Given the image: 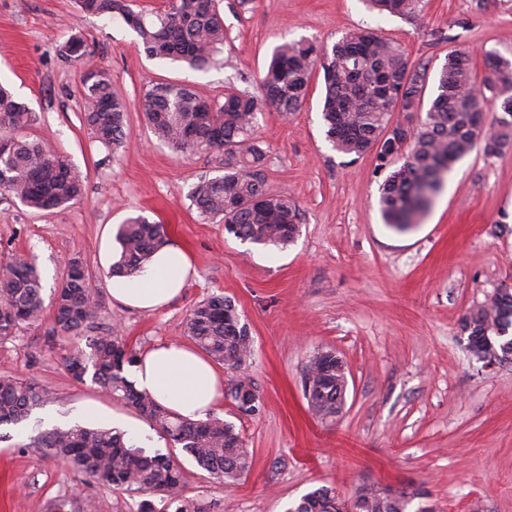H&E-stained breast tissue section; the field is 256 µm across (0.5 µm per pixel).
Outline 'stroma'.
Returning a JSON list of instances; mask_svg holds the SVG:
<instances>
[{
    "label": "stroma",
    "mask_w": 512,
    "mask_h": 512,
    "mask_svg": "<svg viewBox=\"0 0 512 512\" xmlns=\"http://www.w3.org/2000/svg\"><path fill=\"white\" fill-rule=\"evenodd\" d=\"M219 8L228 39L220 62L201 72L146 57L122 19L80 14L75 0H0V84L35 112L27 136L55 148L85 183L79 201L45 213L0 195V263L33 257L48 300L65 261L81 259L103 301L95 332L118 329L139 353L189 343L186 317L202 299L235 303L253 338L242 374L259 410L241 414L226 397L217 414L241 434L252 466L228 486L175 452L184 512H286L318 487L348 498L362 485L422 490L434 512H471L477 502L484 512H512V362L485 367L461 327L473 306L512 286V146L458 161L422 224L396 232L380 215L386 173L374 155L354 159L326 140L323 79L314 73L298 111L258 116L266 187L288 193L301 213L299 236L280 250L200 218L188 192L214 175L218 154L159 144L141 111L158 82L187 83L209 99L229 86L256 91L276 45L329 47L357 27L391 40L410 64H427L429 101L452 47L470 51L480 77L488 58L512 62V0H421L411 19L372 12L366 0H221ZM461 19L469 25L456 43L435 39ZM74 27L90 51L81 64L57 53ZM98 66L129 108L113 154L83 121V75ZM138 214L164 224L196 268L183 293L154 313L119 308L99 259L103 234ZM50 327L47 318L24 324L0 341V375L36 379L58 397L0 430V512H47L52 499L74 492L93 499L96 512H139L142 494L102 487L28 445L38 432L77 423L79 406L90 403L140 429L147 452H173L135 407L71 377L72 345ZM326 350L344 361L348 386L342 413L324 423L302 378L312 355ZM242 374L225 370V386Z\"/></svg>",
    "instance_id": "1"
}]
</instances>
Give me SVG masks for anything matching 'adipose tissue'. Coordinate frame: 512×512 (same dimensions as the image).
Segmentation results:
<instances>
[{
    "mask_svg": "<svg viewBox=\"0 0 512 512\" xmlns=\"http://www.w3.org/2000/svg\"><path fill=\"white\" fill-rule=\"evenodd\" d=\"M193 273L188 252L167 244L152 253L141 269L112 280L110 293L120 306L151 313L181 294ZM135 387L176 415L208 419L224 396V376L197 349L169 342L138 355L129 369Z\"/></svg>",
    "mask_w": 512,
    "mask_h": 512,
    "instance_id": "ef3b65f1",
    "label": "adipose tissue"
}]
</instances>
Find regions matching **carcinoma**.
Instances as JSON below:
<instances>
[{"label":"carcinoma","mask_w":512,"mask_h":512,"mask_svg":"<svg viewBox=\"0 0 512 512\" xmlns=\"http://www.w3.org/2000/svg\"><path fill=\"white\" fill-rule=\"evenodd\" d=\"M380 13L401 18L416 15L419 0H371ZM80 12L119 16L138 35L151 58L185 63L204 70L217 60L226 39L217 0H175L161 11L134 10L129 0H76ZM59 56L81 62L87 55L83 37L73 32L57 49ZM323 71L325 98L322 118L326 138L345 155L375 152L379 166L394 159L402 164L380 187L379 205L385 224L406 232L420 223L441 191L454 163L481 148L495 156L512 145V79L503 73L512 65L490 59L483 86L474 80L470 56L459 48L448 58L437 79L436 94L425 115L420 111L428 68L411 69L400 48L369 28L349 31L330 47L309 41L282 43L272 52L266 71L257 79L259 93L228 87L224 101H208L186 83L158 82L142 100V114L157 142L181 152L218 151V174L202 176L189 199L199 216L224 220L226 231L245 242L285 249L299 235L301 215L295 201L265 187V154L255 137L257 115L266 107L297 111L307 97L316 68ZM85 121L94 141L109 151L121 144L128 106L112 93L104 67L83 75ZM494 93V111L483 108V90ZM406 113L390 124L391 114ZM36 120L30 108L0 86V190L36 211H52L78 201L84 180L49 145L27 138ZM120 259L109 271H133L166 243L165 227L143 215L127 218L115 230ZM99 292L83 262L69 260L54 293L50 334L85 341L68 357V369L80 381L93 370L92 381L118 401L133 405L174 446L191 456L213 478L232 485L250 468L241 435L214 416L191 422L139 392L125 375L136 360L117 331L88 336L101 310ZM45 310L39 270L21 255L0 264V340L22 324L42 321ZM237 307L221 294L198 302L189 312L187 335L212 362L234 371L244 369L253 339L246 324L237 322ZM468 350L477 358L503 352L502 337L512 330V289L499 288L462 319ZM316 387L314 410L333 419L345 403V364L333 352L315 355L303 380ZM53 399L52 391L33 378L0 376V426L18 425L32 411ZM32 447L73 471L113 489L157 495L172 505L181 501L183 485L173 459L145 454L126 433L74 425L54 428L35 437ZM422 494L361 487L347 499V512H429L427 504L409 507ZM342 500L334 490L319 487L286 512H339ZM95 504L78 497L51 501L49 512H94Z\"/></svg>","instance_id":"carcinoma-1"}]
</instances>
